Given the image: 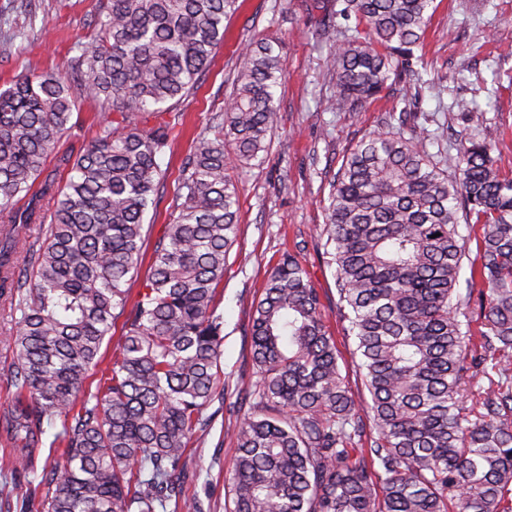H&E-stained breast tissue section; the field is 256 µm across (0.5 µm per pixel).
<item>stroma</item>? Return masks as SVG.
I'll use <instances>...</instances> for the list:
<instances>
[{"label":"stroma","instance_id":"1","mask_svg":"<svg viewBox=\"0 0 512 512\" xmlns=\"http://www.w3.org/2000/svg\"><path fill=\"white\" fill-rule=\"evenodd\" d=\"M103 0H0V89L16 78L64 73L77 46L94 33ZM49 17L50 32L41 34ZM226 35L200 87L160 113L141 115L144 127L167 125V171L161 198L145 216V258L129 281L138 293L147 275L155 242L174 215L182 163L200 135L210 134L213 118L223 111L240 67L243 43L263 39L281 46L286 70L276 98L279 120L262 160L231 170L239 209L237 241L224 266L223 400L206 410L209 435L188 460L193 476L189 492L200 512H232L231 463L236 454L232 429L253 410L251 393L259 380L251 353L253 306L270 269L285 251L295 253L321 295L328 330L336 343L338 363L355 397L365 398L355 356L336 310L333 270L323 255L316 228L324 222L328 182L342 157L357 141L382 127L400 111L406 89L417 90L409 120L435 136L434 153L462 151L466 138L492 142L503 176L512 177V0H435L434 10L416 56L422 65L403 72L382 98L358 112H332L326 102L337 92L328 58L337 39L353 34L356 23L337 19L322 36H314L315 18L303 0H238L224 21ZM485 112L481 128H471L465 108ZM104 107L76 93L70 129L59 140L45 167V177L63 185L67 170L60 156L79 155L102 132ZM465 245L459 293L478 304L484 284L472 277L477 265L480 227L460 224Z\"/></svg>","mask_w":512,"mask_h":512}]
</instances>
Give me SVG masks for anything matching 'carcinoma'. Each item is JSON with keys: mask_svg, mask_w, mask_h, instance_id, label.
<instances>
[{"mask_svg": "<svg viewBox=\"0 0 512 512\" xmlns=\"http://www.w3.org/2000/svg\"><path fill=\"white\" fill-rule=\"evenodd\" d=\"M434 0H315V31L356 18L330 54L333 112H358L399 75ZM236 0H106L78 45L73 77L22 75L0 90V376L15 402L0 421L9 456L34 477L19 512H198L187 458L204 411L224 397L218 287L234 245L237 194L227 171L268 149L284 59L251 41L216 134L182 169L177 215L155 243L133 305L144 218L165 170L168 132L138 115L194 92L224 43ZM108 108L103 135L65 185L31 194L70 129L71 85ZM397 123L351 146L329 183L319 238L331 257L337 312L356 341L372 424L341 374L320 295L296 254L272 267L251 326L260 374L254 412L233 429L234 512H512V178L492 144L472 140L444 166L423 128ZM29 198L19 213L15 204ZM49 198L48 215L39 200ZM481 225L483 331L472 345L458 293L462 220ZM40 225L32 271L17 275V226ZM115 355L92 381L106 337ZM498 380L468 388L486 360ZM50 470L35 476L44 425Z\"/></svg>", "mask_w": 512, "mask_h": 512, "instance_id": "carcinoma-1", "label": "carcinoma"}]
</instances>
